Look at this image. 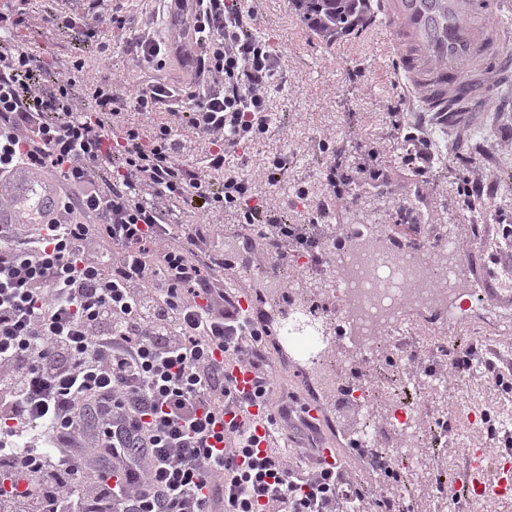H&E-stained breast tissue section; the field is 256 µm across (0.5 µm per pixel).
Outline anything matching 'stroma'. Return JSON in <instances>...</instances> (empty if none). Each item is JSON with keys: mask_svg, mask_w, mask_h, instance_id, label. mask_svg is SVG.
Returning a JSON list of instances; mask_svg holds the SVG:
<instances>
[{"mask_svg": "<svg viewBox=\"0 0 512 512\" xmlns=\"http://www.w3.org/2000/svg\"><path fill=\"white\" fill-rule=\"evenodd\" d=\"M86 6V0H0V12L21 21L18 40L51 60L57 74H66L73 57L81 56L82 84L110 88L124 99L119 124L150 125V118L130 105L131 95L156 82L180 86L195 79L194 73L178 63L158 70L126 50L127 42L138 35L170 37L159 0H105L104 11L119 9L128 21L120 31L102 26L103 38L112 45L107 54L98 53L84 40L78 17ZM243 7L249 10L254 29L279 55L282 77L279 91L269 101L272 121L266 138L250 146L246 163L235 168L238 175L251 180L256 196L287 203L290 223L301 224L329 196V167L354 176L360 166L376 162L389 167L396 180L426 179L433 201L431 212L418 217L410 199L366 190L344 222L381 229L415 224V232L402 240L406 250L423 247L435 255L450 236L475 246L470 267L480 288L478 296L469 300L470 319L461 322L450 337L447 317L426 312L413 326L414 339L400 369L371 374L373 386L384 395L373 409L378 423L388 420L403 372L424 375L432 370L444 377L441 385H428L421 391L418 426L423 436L417 451L426 467L414 479V492L406 502L409 512H438L442 490L464 477L469 449L490 444L485 427L471 426L470 414L512 415V393L496 386L483 366L453 365L456 354L472 350L498 366H512V288L500 278L501 270H512V251L499 248L503 225H512V106L502 112L478 113L464 127L427 125L426 132L443 159L426 174H419L392 113L404 112L410 122L419 115L404 97L395 68L383 54L385 25L379 16H371L345 39L328 44L303 20L292 0H243ZM51 11L72 18V25L47 24L45 18ZM324 140L335 143L336 153L321 151ZM276 155L285 158L286 166L280 182L272 186L263 169ZM468 177L486 179L488 194L463 202L458 187ZM298 186L306 188V197L296 198ZM298 263V258H290L273 280L284 287L295 284L306 299L325 298L331 271L304 273ZM265 354L279 383L311 393L322 402L325 438L349 444L361 417L336 408V389L324 385L319 368L309 364L301 351L281 350L271 340Z\"/></svg>", "mask_w": 512, "mask_h": 512, "instance_id": "1", "label": "stroma"}]
</instances>
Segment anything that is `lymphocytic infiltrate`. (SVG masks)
<instances>
[{
	"mask_svg": "<svg viewBox=\"0 0 512 512\" xmlns=\"http://www.w3.org/2000/svg\"><path fill=\"white\" fill-rule=\"evenodd\" d=\"M186 1L197 80L135 94L136 111L167 113L148 130H113L122 102L108 88L78 108L83 61L53 75L0 13V177L29 168L62 185L49 216L0 223V512H345L356 495L336 470L294 466L288 446L261 449L293 429L317 456L319 424L270 375L269 327L237 310L223 259L199 258L202 228L179 220L232 215L278 260L318 247L249 180L211 184L267 134L279 58L239 0H163L166 15ZM187 127L210 144L197 166L179 161ZM233 361L255 372L250 391L233 390ZM251 406L264 435L224 420ZM130 437L138 453H124Z\"/></svg>",
	"mask_w": 512,
	"mask_h": 512,
	"instance_id": "1",
	"label": "lymphocytic infiltrate"
}]
</instances>
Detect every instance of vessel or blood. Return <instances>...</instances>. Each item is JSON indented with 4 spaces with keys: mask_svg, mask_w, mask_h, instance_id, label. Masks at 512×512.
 I'll use <instances>...</instances> for the list:
<instances>
[{
    "mask_svg": "<svg viewBox=\"0 0 512 512\" xmlns=\"http://www.w3.org/2000/svg\"><path fill=\"white\" fill-rule=\"evenodd\" d=\"M385 23L384 54L420 111L442 123L468 121L470 113L501 108L492 91L512 77V28L503 24L512 0H373ZM59 203L54 183L19 173L8 189L0 188V214L47 215ZM353 257L345 246L318 256L336 275L347 273ZM321 465L351 479L347 453L335 446L319 450ZM512 490V459H492L487 449L470 451L465 483L456 485L460 500L496 497Z\"/></svg>",
    "mask_w": 512,
    "mask_h": 512,
    "instance_id": "obj_1",
    "label": "vessel or blood"
}]
</instances>
